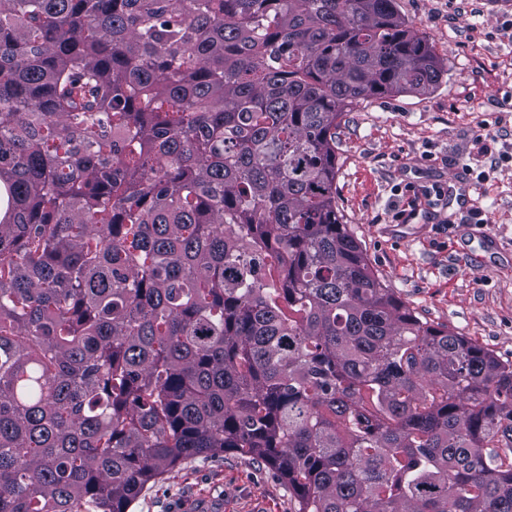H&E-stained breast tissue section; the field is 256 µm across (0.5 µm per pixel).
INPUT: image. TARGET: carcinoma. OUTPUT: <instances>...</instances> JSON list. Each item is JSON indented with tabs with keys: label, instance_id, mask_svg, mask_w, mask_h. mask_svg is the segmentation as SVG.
Returning a JSON list of instances; mask_svg holds the SVG:
<instances>
[{
	"label": "carcinoma",
	"instance_id": "1",
	"mask_svg": "<svg viewBox=\"0 0 512 512\" xmlns=\"http://www.w3.org/2000/svg\"><path fill=\"white\" fill-rule=\"evenodd\" d=\"M444 73L396 0H0V512L230 449L298 512H512V364L336 205L343 112Z\"/></svg>",
	"mask_w": 512,
	"mask_h": 512
}]
</instances>
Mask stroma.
<instances>
[{
  "label": "stroma",
  "instance_id": "obj_1",
  "mask_svg": "<svg viewBox=\"0 0 512 512\" xmlns=\"http://www.w3.org/2000/svg\"><path fill=\"white\" fill-rule=\"evenodd\" d=\"M447 68L428 95L374 98L337 130L336 203L394 296L512 363V0H397ZM442 186L448 197L430 204ZM297 512L287 482L234 450L184 461L130 512Z\"/></svg>",
  "mask_w": 512,
  "mask_h": 512
}]
</instances>
